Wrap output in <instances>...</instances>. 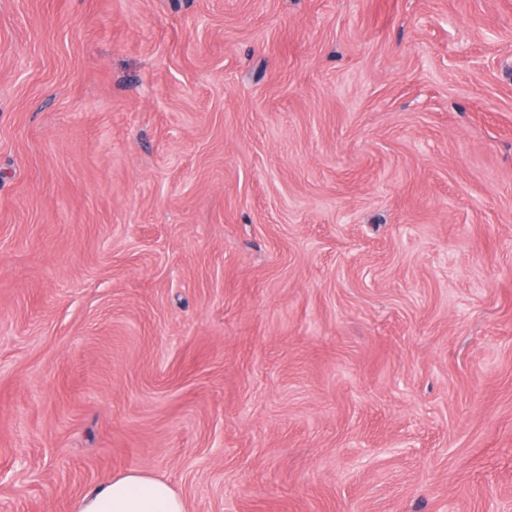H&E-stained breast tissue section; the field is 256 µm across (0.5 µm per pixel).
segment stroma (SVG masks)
I'll return each mask as SVG.
<instances>
[{"label":"stroma","instance_id":"stroma-1","mask_svg":"<svg viewBox=\"0 0 512 512\" xmlns=\"http://www.w3.org/2000/svg\"><path fill=\"white\" fill-rule=\"evenodd\" d=\"M512 512V0H0V512ZM71 512H187V506L164 478L129 470L82 494Z\"/></svg>","mask_w":512,"mask_h":512}]
</instances>
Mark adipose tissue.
<instances>
[{"instance_id": "adipose-tissue-1", "label": "adipose tissue", "mask_w": 512, "mask_h": 512, "mask_svg": "<svg viewBox=\"0 0 512 512\" xmlns=\"http://www.w3.org/2000/svg\"><path fill=\"white\" fill-rule=\"evenodd\" d=\"M72 512H187V506L164 478L129 470L82 494Z\"/></svg>"}]
</instances>
